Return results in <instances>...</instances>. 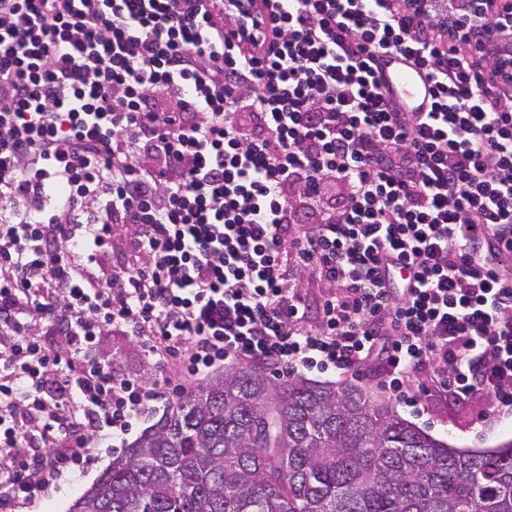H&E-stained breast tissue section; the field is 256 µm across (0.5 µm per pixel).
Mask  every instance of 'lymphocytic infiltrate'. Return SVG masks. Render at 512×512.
<instances>
[{
    "mask_svg": "<svg viewBox=\"0 0 512 512\" xmlns=\"http://www.w3.org/2000/svg\"><path fill=\"white\" fill-rule=\"evenodd\" d=\"M0 0V512H23L220 363H377L512 417V81L428 0ZM395 52L431 82L382 90ZM124 234L136 264L94 273ZM303 268L317 310L289 286ZM315 326H308V319ZM130 336L162 372L91 352ZM235 11L239 18V26L236 31V38L233 42L237 43L242 52L248 51L252 46L253 23L255 17H262L266 22L269 20L270 11L264 7L261 0H234ZM388 90L412 110L425 112L430 105V83L418 69L393 53L386 54Z\"/></svg>",
    "mask_w": 512,
    "mask_h": 512,
    "instance_id": "obj_1",
    "label": "lymphocytic infiltrate"
}]
</instances>
